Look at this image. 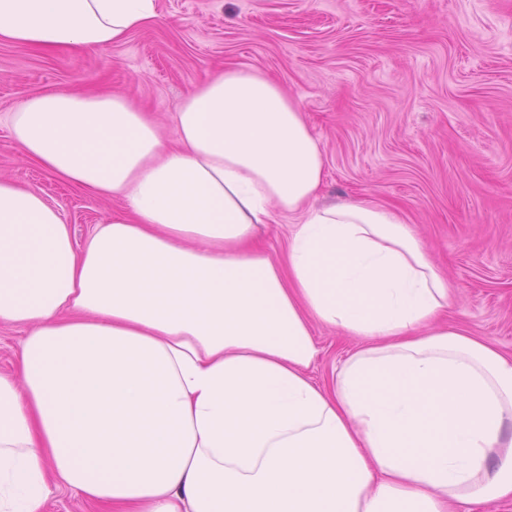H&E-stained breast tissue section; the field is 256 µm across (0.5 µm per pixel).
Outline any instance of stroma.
<instances>
[{
  "mask_svg": "<svg viewBox=\"0 0 512 512\" xmlns=\"http://www.w3.org/2000/svg\"><path fill=\"white\" fill-rule=\"evenodd\" d=\"M156 21L94 52L0 44V114L48 91L107 89L166 139L184 97L237 65L298 101L326 156L317 204L399 210L454 290L452 325L512 354V0H158ZM0 177L42 192L76 242L119 209L21 161L0 124ZM327 381L357 338L315 325Z\"/></svg>",
  "mask_w": 512,
  "mask_h": 512,
  "instance_id": "obj_1",
  "label": "stroma"
}]
</instances>
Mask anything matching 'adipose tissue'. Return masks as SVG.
<instances>
[{
    "label": "adipose tissue",
    "instance_id": "adipose-tissue-1",
    "mask_svg": "<svg viewBox=\"0 0 512 512\" xmlns=\"http://www.w3.org/2000/svg\"><path fill=\"white\" fill-rule=\"evenodd\" d=\"M157 0H0V44L119 45ZM23 160L121 208L76 243L0 178V512L58 490L98 512H457L512 502V355L446 322L452 291L391 208L317 206L325 155L298 102L224 68L166 144L123 95L29 97ZM288 223L284 262L261 241ZM361 347L314 382L312 329ZM25 334L21 328L0 327V372L10 371L14 367L16 353Z\"/></svg>",
    "mask_w": 512,
    "mask_h": 512
}]
</instances>
